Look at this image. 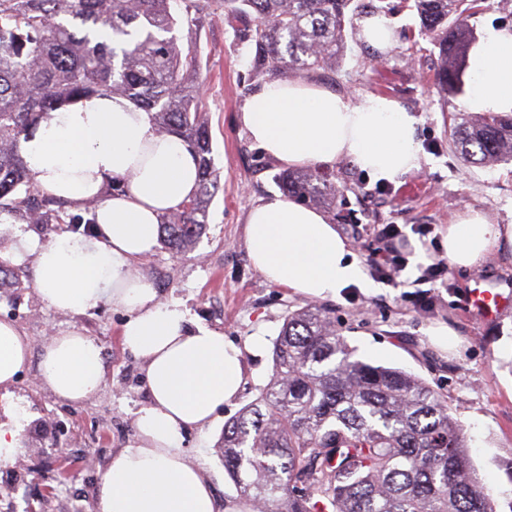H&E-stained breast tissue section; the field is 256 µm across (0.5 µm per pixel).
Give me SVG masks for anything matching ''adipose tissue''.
<instances>
[{"instance_id":"obj_1","label":"adipose tissue","mask_w":512,"mask_h":512,"mask_svg":"<svg viewBox=\"0 0 512 512\" xmlns=\"http://www.w3.org/2000/svg\"><path fill=\"white\" fill-rule=\"evenodd\" d=\"M473 113L512 112V29L489 30L466 59ZM239 122L268 157L295 168L345 159L393 181L419 167L416 120L380 96L360 103L304 79L271 80L246 102ZM37 186L73 204L93 203L91 233L64 232L42 244L18 224H1L34 256L39 293L55 310L77 315L101 305L122 312L124 344L145 365L148 403L136 413L129 446L111 456L97 485L95 512H225L200 464L189 462L184 432L208 428L244 378L242 349L193 318L183 303L163 302L135 263L158 246L161 214L197 191L194 151L158 133L149 112L112 95L82 97L49 113L23 143ZM117 186L105 194L107 182ZM252 265L271 284L308 298L366 286L348 240L326 216L279 195L253 207L245 224ZM512 248V224L470 210L449 225L445 252L458 268ZM31 342L0 319V388L29 363ZM39 374L58 398L80 404L105 384L98 343L80 328L54 334Z\"/></svg>"}]
</instances>
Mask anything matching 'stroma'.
I'll list each match as a JSON object with an SVG mask.
<instances>
[{
	"mask_svg": "<svg viewBox=\"0 0 512 512\" xmlns=\"http://www.w3.org/2000/svg\"><path fill=\"white\" fill-rule=\"evenodd\" d=\"M198 33L203 58L199 109L212 136L221 190L209 205L208 224L194 251L181 257L164 248L139 261L135 272L153 279L161 300H181L202 323L227 339L250 344L239 394L206 429L186 430L185 445L205 457L204 475L217 498L234 494L218 442L229 419L256 398L273 372V342L288 312L308 298L268 283L250 263L244 242L248 211L279 193V165L265 156L238 122L247 98L263 81L252 74V20H224L223 0H210ZM383 8L396 38L385 50L358 39L345 26L347 49L335 69L310 74V81L361 101L373 94L395 101L417 120L421 166L395 181L377 180L350 161L333 166L339 193L329 223L351 244L358 261L375 252L377 231L386 224L418 225L443 240L449 224L473 209L491 223L512 224V163L467 164L450 147L453 117L462 97L442 94L435 84L437 52L420 31L416 13L403 0H367ZM407 260L402 283L374 281L350 286L325 299L336 328L372 364L413 373L448 401L466 429L477 474L494 486L496 512H512V252L497 250L480 265L449 268L444 285L416 284L418 265L437 252L407 233L400 247ZM496 289L503 300L491 319L474 314L468 295L475 285ZM0 318L14 321L32 342L33 354L55 332L81 328L102 347L106 385L86 402L56 397L30 363L17 383L0 390V420L10 404H22L27 419L15 461L0 467V512H94L95 489L114 453L130 444L136 411L147 402L144 364L121 340L122 313L100 306L66 316L49 308L34 281L0 295ZM446 326L457 335L449 351L431 338Z\"/></svg>",
	"mask_w": 512,
	"mask_h": 512,
	"instance_id": "1",
	"label": "stroma"
}]
</instances>
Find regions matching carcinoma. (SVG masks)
<instances>
[{"instance_id":"carcinoma-1","label":"carcinoma","mask_w":512,"mask_h":512,"mask_svg":"<svg viewBox=\"0 0 512 512\" xmlns=\"http://www.w3.org/2000/svg\"><path fill=\"white\" fill-rule=\"evenodd\" d=\"M482 0H406L441 66L436 85L462 90L475 41L459 16ZM209 4L201 0H0V217L59 224L61 202L41 191L22 153L37 124L66 102L118 95L148 111L199 156L195 195L160 217L161 245L190 253L221 189L205 114L198 111L197 47ZM360 0H224L228 22L250 14L257 77L336 68L345 18ZM187 35L179 34L183 24ZM451 147L467 163L512 161V115L460 113ZM286 196L336 204V184L315 170L283 172ZM27 274L0 260V288ZM273 373L257 397L224 424L220 448L244 512H495L493 488L473 472L464 426L420 377L375 366L337 332L330 310L286 315L273 342Z\"/></svg>"}]
</instances>
